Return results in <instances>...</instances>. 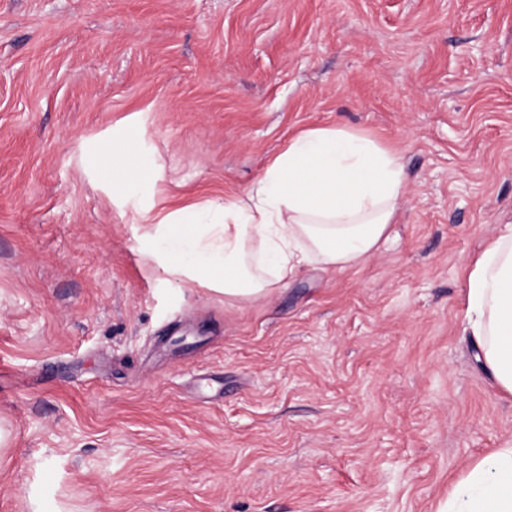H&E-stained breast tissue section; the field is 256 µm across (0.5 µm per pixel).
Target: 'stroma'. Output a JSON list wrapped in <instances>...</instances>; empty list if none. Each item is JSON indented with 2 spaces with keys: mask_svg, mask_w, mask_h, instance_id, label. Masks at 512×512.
Returning a JSON list of instances; mask_svg holds the SVG:
<instances>
[{
  "mask_svg": "<svg viewBox=\"0 0 512 512\" xmlns=\"http://www.w3.org/2000/svg\"><path fill=\"white\" fill-rule=\"evenodd\" d=\"M399 152L389 242L260 301L166 274L167 212L295 134ZM512 225V0H0V512H434L512 437L465 331ZM100 168L112 173V196L123 198L131 184L144 182L155 187L158 166H144L140 160L139 137L125 139L122 149L114 150L108 144L98 156Z\"/></svg>",
  "mask_w": 512,
  "mask_h": 512,
  "instance_id": "obj_1",
  "label": "stroma"
}]
</instances>
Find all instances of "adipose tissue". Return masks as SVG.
Here are the masks:
<instances>
[{"instance_id": "obj_1", "label": "adipose tissue", "mask_w": 512, "mask_h": 512, "mask_svg": "<svg viewBox=\"0 0 512 512\" xmlns=\"http://www.w3.org/2000/svg\"><path fill=\"white\" fill-rule=\"evenodd\" d=\"M100 168L112 195L136 182L155 185L138 138L105 147ZM397 152L343 128H315L289 139L247 191L164 215L142 208L145 238L169 257L165 269L210 283L226 302L259 300L300 270H346L390 238L405 194ZM466 330L495 386L512 395V227L491 240L467 274ZM436 512H512V440L475 463Z\"/></svg>"}]
</instances>
